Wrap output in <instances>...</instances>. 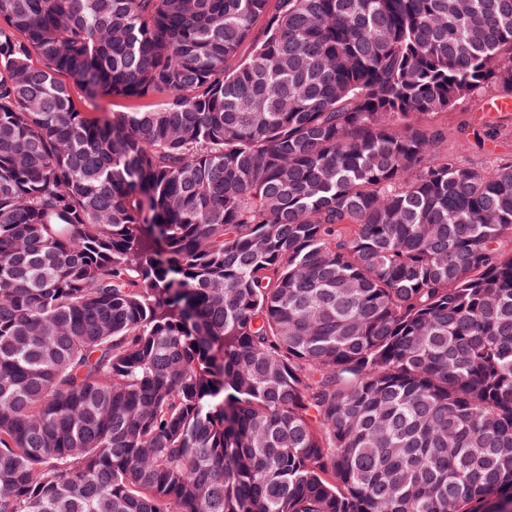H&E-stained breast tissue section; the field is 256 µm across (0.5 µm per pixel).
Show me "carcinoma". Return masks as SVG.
I'll list each match as a JSON object with an SVG mask.
<instances>
[{
  "instance_id": "carcinoma-1",
  "label": "carcinoma",
  "mask_w": 512,
  "mask_h": 512,
  "mask_svg": "<svg viewBox=\"0 0 512 512\" xmlns=\"http://www.w3.org/2000/svg\"><path fill=\"white\" fill-rule=\"evenodd\" d=\"M488 89L512 0H0V512L512 504ZM496 97L490 92H485L472 97L451 111L442 114L438 123L448 128V149L455 147L456 129L463 123L479 129L481 132L493 128L491 137L476 140L470 138L467 149L463 152L466 163L475 167H487L495 157L512 155V106L510 98L497 99L500 107L510 109L492 108L490 103Z\"/></svg>"
}]
</instances>
